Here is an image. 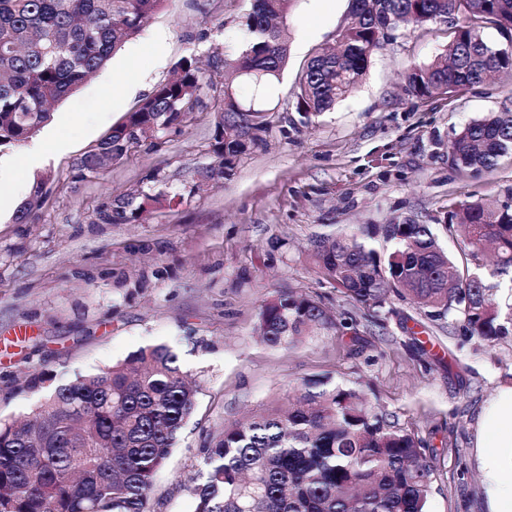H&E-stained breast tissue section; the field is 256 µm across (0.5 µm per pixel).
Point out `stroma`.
Returning <instances> with one entry per match:
<instances>
[{
  "mask_svg": "<svg viewBox=\"0 0 512 512\" xmlns=\"http://www.w3.org/2000/svg\"><path fill=\"white\" fill-rule=\"evenodd\" d=\"M250 3L164 0L105 68L54 106L48 126L66 149L33 168L26 146H0L15 180L56 186L29 222L0 213V418H23L46 395L25 388L31 375L69 380L142 347L168 345L198 386V408L155 477L150 510L193 512L188 487L208 440L287 404L305 379L327 374L375 385L400 425L428 440L436 479L427 512H493L495 484L512 481V450L487 447L485 415L512 388V338L487 345L439 329L426 338L417 331L420 311L399 297L383 324L361 317L295 348L264 345L254 325L261 304L289 289L320 299L337 319L351 312L312 263L317 236L412 219L433 225L440 244L459 254V239L443 225L448 212L460 202L506 201L512 158L492 171L459 170L448 163V138L512 107V75L413 97L403 75L445 52L448 26L401 27L347 98L305 122L293 108L294 75L315 49L334 46L351 0H297L286 23L280 110L265 147L243 155L223 179L204 182L222 106L207 90L156 146L134 148L92 176L74 171L180 59H199L222 82L225 56L241 49L238 20ZM113 85L129 91L111 97ZM150 188L172 203L149 207L137 221L96 222L110 199Z\"/></svg>",
  "mask_w": 512,
  "mask_h": 512,
  "instance_id": "obj_1",
  "label": "stroma"
}]
</instances>
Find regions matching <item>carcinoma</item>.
<instances>
[{"mask_svg": "<svg viewBox=\"0 0 512 512\" xmlns=\"http://www.w3.org/2000/svg\"><path fill=\"white\" fill-rule=\"evenodd\" d=\"M164 0H0V146L22 145L66 99L141 31ZM294 0H252L240 17L244 42L224 60L233 80L222 85L211 150L216 165L203 179L224 177L239 158L266 143L274 93L288 60L283 27ZM451 22L445 58L412 66L406 91L418 98L482 84L512 71V47L482 36L493 27L512 42V0H352L336 30V50L316 51L295 74V110L310 119L331 110L361 82L372 50L405 22ZM214 89L196 59L176 63L125 120L76 163L95 174L128 151L180 125ZM512 157V109L474 120L448 139V163L495 168ZM50 192L36 184L16 219L26 222ZM171 201L158 192L102 206L97 220L137 221L147 207ZM464 227L458 266L430 224H366L351 236L321 237L311 258L337 295L371 319L391 297L408 295L424 316L461 327L468 338L512 337V303L501 304L498 277L512 275V204L465 202L454 213ZM455 224V225H457ZM455 225H445L448 234ZM495 269L485 275L486 252ZM345 327L316 299L294 291L264 302L254 330L271 346L290 348L308 336ZM197 407L178 355L166 345L55 385L28 422L0 419V512H150L156 474L166 467ZM427 442L398 427L362 387L329 377L297 388L292 406L234 424L212 439L199 481L188 486L193 512H427L434 467Z\"/></svg>", "mask_w": 512, "mask_h": 512, "instance_id": "1", "label": "carcinoma"}]
</instances>
